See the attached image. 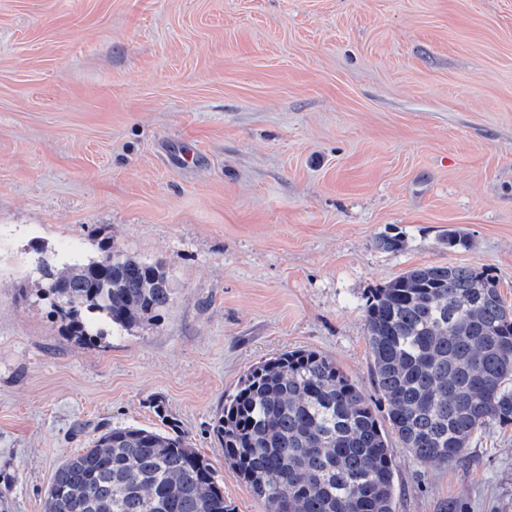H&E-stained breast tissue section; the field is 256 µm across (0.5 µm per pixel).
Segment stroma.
<instances>
[{
    "mask_svg": "<svg viewBox=\"0 0 512 512\" xmlns=\"http://www.w3.org/2000/svg\"><path fill=\"white\" fill-rule=\"evenodd\" d=\"M108 244L161 264L173 300L79 345L36 265ZM434 264L488 270L512 305V0H0L11 512H43L106 425L183 430L233 512H267L224 464L225 398L316 349L377 400L366 298ZM391 453L395 512H512V426L460 464Z\"/></svg>",
    "mask_w": 512,
    "mask_h": 512,
    "instance_id": "obj_1",
    "label": "stroma"
}]
</instances>
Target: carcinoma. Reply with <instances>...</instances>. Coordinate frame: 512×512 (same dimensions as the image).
Returning <instances> with one entry per match:
<instances>
[{
  "label": "carcinoma",
  "mask_w": 512,
  "mask_h": 512,
  "mask_svg": "<svg viewBox=\"0 0 512 512\" xmlns=\"http://www.w3.org/2000/svg\"><path fill=\"white\" fill-rule=\"evenodd\" d=\"M51 312L92 345L95 326L131 329L164 311L161 266L101 248L89 262L39 266ZM371 376L393 434L424 466L461 462L479 429L512 424V306L485 269L412 268L363 308ZM213 432L224 464L268 512H394L389 438L336 362L313 349L249 369ZM45 512H231L209 459L181 434L109 427L65 458Z\"/></svg>",
  "instance_id": "cac0c4a2"
}]
</instances>
